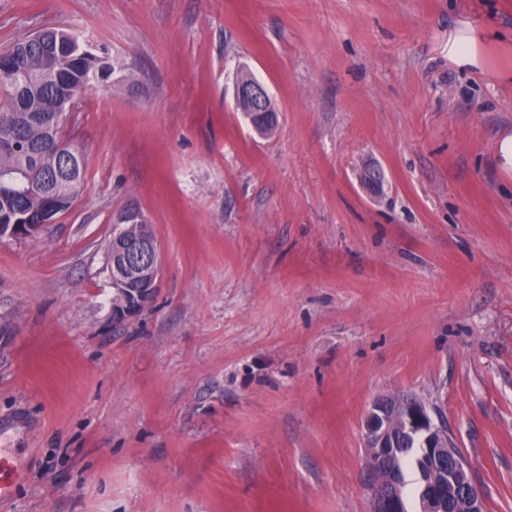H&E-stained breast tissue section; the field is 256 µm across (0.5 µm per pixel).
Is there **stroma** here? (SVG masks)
<instances>
[{"label":"stroma","mask_w":512,"mask_h":512,"mask_svg":"<svg viewBox=\"0 0 512 512\" xmlns=\"http://www.w3.org/2000/svg\"><path fill=\"white\" fill-rule=\"evenodd\" d=\"M127 66L85 185L0 239V512H371L363 421L411 393L512 512V0H0ZM479 63H459V43ZM278 109L256 134L240 69ZM139 209L154 302L112 318ZM157 240V236L151 224L144 218L137 224H127L117 221L112 226V238L107 244V253L109 266L111 262L116 269L128 264V259L136 255L143 256L142 269L143 275L148 279L150 288H141L143 279L135 272L128 270L129 279L127 288H118L124 290L126 295L125 302L118 308H114L112 316L115 320L124 321L137 317L144 309L151 305L154 296L157 293L160 275L162 271V252L158 241L144 243L127 242L118 244L112 252L116 243H123L129 240ZM22 479L23 472L12 460L11 454L0 448V504L12 499Z\"/></svg>","instance_id":"stroma-1"}]
</instances>
